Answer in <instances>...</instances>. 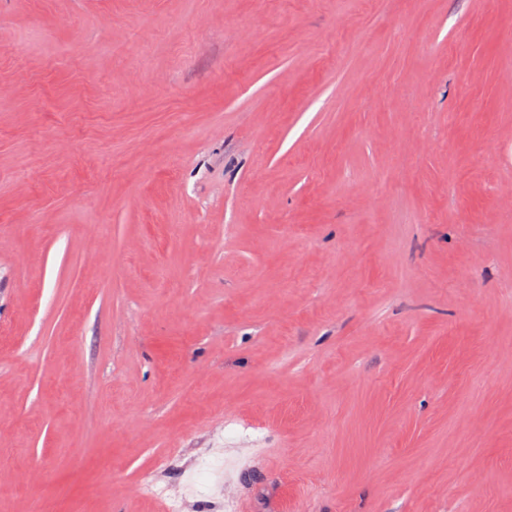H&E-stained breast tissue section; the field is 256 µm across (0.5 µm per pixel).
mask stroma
Returning <instances> with one entry per match:
<instances>
[{
    "mask_svg": "<svg viewBox=\"0 0 512 512\" xmlns=\"http://www.w3.org/2000/svg\"><path fill=\"white\" fill-rule=\"evenodd\" d=\"M0 451V512H512V0H0Z\"/></svg>",
    "mask_w": 512,
    "mask_h": 512,
    "instance_id": "stroma-1",
    "label": "stroma"
}]
</instances>
